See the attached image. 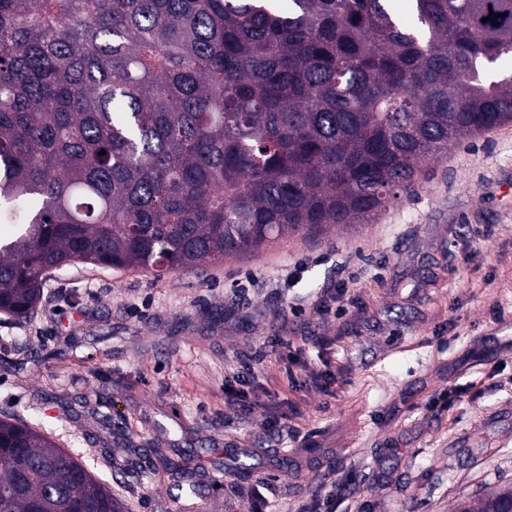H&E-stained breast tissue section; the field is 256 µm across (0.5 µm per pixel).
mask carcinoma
<instances>
[{"instance_id": "obj_1", "label": "carcinoma", "mask_w": 512, "mask_h": 512, "mask_svg": "<svg viewBox=\"0 0 512 512\" xmlns=\"http://www.w3.org/2000/svg\"><path fill=\"white\" fill-rule=\"evenodd\" d=\"M0 0V313L69 262L173 269L370 224L512 122V0ZM492 19L483 21V18ZM174 468L198 494L189 460ZM122 512L0 418V512ZM512 487L459 512H493Z\"/></svg>"}]
</instances>
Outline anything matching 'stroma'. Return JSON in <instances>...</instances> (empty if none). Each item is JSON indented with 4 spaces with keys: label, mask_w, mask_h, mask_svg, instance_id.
Listing matches in <instances>:
<instances>
[{
    "label": "stroma",
    "mask_w": 512,
    "mask_h": 512,
    "mask_svg": "<svg viewBox=\"0 0 512 512\" xmlns=\"http://www.w3.org/2000/svg\"><path fill=\"white\" fill-rule=\"evenodd\" d=\"M259 349L247 392L263 407L246 414L224 381ZM455 386L450 410L428 409ZM0 411L127 512H247L261 483L267 512H303L350 474L335 512H455L512 484V123L450 146L350 232L160 278L50 272L32 314L0 313ZM136 448L192 459L201 496L184 504L174 475L128 468ZM236 453L251 472L214 475Z\"/></svg>",
    "instance_id": "obj_1"
}]
</instances>
